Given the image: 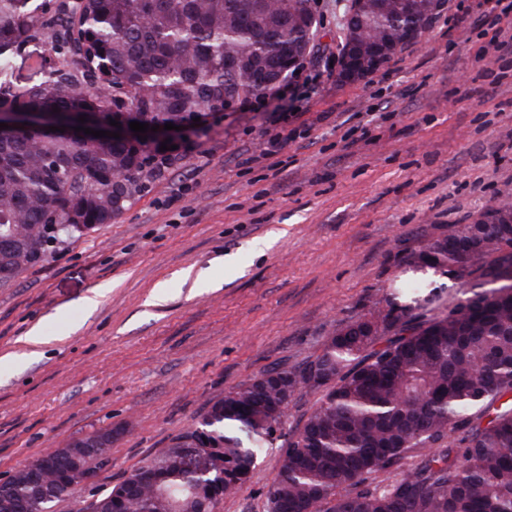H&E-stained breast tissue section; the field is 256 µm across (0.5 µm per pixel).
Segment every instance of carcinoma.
<instances>
[{
    "label": "carcinoma",
    "mask_w": 512,
    "mask_h": 512,
    "mask_svg": "<svg viewBox=\"0 0 512 512\" xmlns=\"http://www.w3.org/2000/svg\"><path fill=\"white\" fill-rule=\"evenodd\" d=\"M423 0H372L368 39L402 40ZM310 0H0V112L78 111L103 121L185 126L263 94L229 55L306 52ZM50 39L51 52L27 47ZM153 157L145 144L80 141L60 131L0 130V286L42 261L65 236L110 224L140 187ZM417 257L451 278L461 297L440 314L419 282L405 299L373 302L302 365L271 368L215 402L146 467L97 495L68 489L64 465L14 475L12 512H47L75 496V512H213L242 488L258 451L279 443L278 472L263 490L267 512H512L511 224H450ZM320 394L285 428L290 401ZM191 446L212 472L182 468ZM415 458L399 470L400 462Z\"/></svg>",
    "instance_id": "carcinoma-1"
}]
</instances>
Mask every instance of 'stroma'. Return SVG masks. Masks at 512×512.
Listing matches in <instances>:
<instances>
[{
  "label": "stroma",
  "mask_w": 512,
  "mask_h": 512,
  "mask_svg": "<svg viewBox=\"0 0 512 512\" xmlns=\"http://www.w3.org/2000/svg\"><path fill=\"white\" fill-rule=\"evenodd\" d=\"M475 5L448 0L420 41L345 82L332 63L349 0H311L303 65L324 84L287 126L273 99L203 116L200 137L166 132L181 152L112 223L0 287V479L108 430L94 489L122 482L227 391L305 363L402 287L426 239L512 202V54H478L512 38V10L492 30ZM35 326L48 341L34 349ZM281 455L265 449L217 512H266Z\"/></svg>",
  "instance_id": "obj_1"
}]
</instances>
